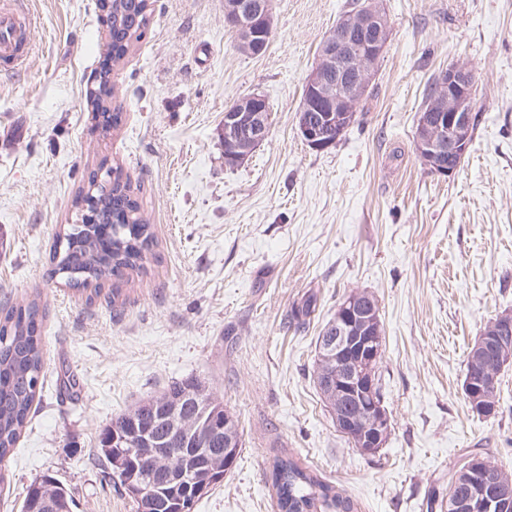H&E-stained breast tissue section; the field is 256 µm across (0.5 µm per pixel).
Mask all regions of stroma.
Instances as JSON below:
<instances>
[{
  "instance_id": "obj_1",
  "label": "stroma",
  "mask_w": 512,
  "mask_h": 512,
  "mask_svg": "<svg viewBox=\"0 0 512 512\" xmlns=\"http://www.w3.org/2000/svg\"><path fill=\"white\" fill-rule=\"evenodd\" d=\"M391 39L358 120L337 146L308 147L296 111L318 48L348 0H272L273 36L246 56L224 0H153L149 25L111 67L123 122L96 128L86 103L105 58L97 0H27L37 51L0 66V301L38 298L44 380L31 421L0 462V512H22L51 475L76 512H135L98 451L114 415L193 377L239 420L242 447L195 512H277L270 459L284 452L332 481L358 512H427L468 453L512 472V366L500 412L464 392L485 324L512 312V0H380ZM452 64L475 74L472 145L451 176L414 150L425 89ZM263 94L267 140L224 166V109ZM122 165L154 228L146 273L114 304L47 276L62 225L100 162ZM372 292L392 429L361 454L313 383L316 338L337 304ZM317 294L309 328L290 321ZM78 378V397L60 390Z\"/></svg>"
}]
</instances>
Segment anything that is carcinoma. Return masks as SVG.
I'll use <instances>...</instances> for the list:
<instances>
[{
	"mask_svg": "<svg viewBox=\"0 0 512 512\" xmlns=\"http://www.w3.org/2000/svg\"><path fill=\"white\" fill-rule=\"evenodd\" d=\"M151 14L148 0H112V11L107 19L112 26V62L118 64L127 54L132 43L139 41L145 32ZM113 87L106 77L94 92L86 93L88 106L98 124L106 128L120 125L121 114L111 109ZM107 168L110 178L97 180L93 172L88 186L81 189L75 206L81 216L92 214L98 222L67 224L57 235L50 259L49 274L78 290H91L100 294L104 282L117 286L132 273L146 272V263L154 256L155 236L152 225L143 216L140 205L130 194V185L123 177L119 164ZM317 308V296L311 294L295 305L291 319L297 327L311 320ZM44 315L37 300L13 303L5 300L0 305V462L11 456L22 432L29 422V414L39 392L44 368ZM465 373H483L488 378L497 375L489 362L480 363L466 359ZM200 382L195 378L177 380L157 395L140 401L112 418L100 436V450L111 461L112 437L128 434L134 425L147 424L157 439L167 436L168 430L161 419L166 408L179 406L184 414H197L193 398ZM213 407L208 413L211 427L221 434L214 447L224 452V400L210 393ZM466 465H461L448 485V500L463 502L468 489L461 484ZM224 479V463L214 470L206 469L201 482L205 495ZM269 479L275 492L278 512H354V501L336 486L301 465L292 456L277 454L273 457ZM190 482L181 481L175 486L161 489L156 495L163 512H193L200 495L187 490ZM53 490L60 507L73 505L71 493L50 477L33 483L26 494L23 512H37L47 490Z\"/></svg>",
	"mask_w": 512,
	"mask_h": 512,
	"instance_id": "1",
	"label": "carcinoma"
}]
</instances>
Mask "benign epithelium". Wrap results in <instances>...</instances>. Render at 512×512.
Instances as JSON below:
<instances>
[{
	"label": "benign epithelium",
	"mask_w": 512,
	"mask_h": 512,
	"mask_svg": "<svg viewBox=\"0 0 512 512\" xmlns=\"http://www.w3.org/2000/svg\"><path fill=\"white\" fill-rule=\"evenodd\" d=\"M224 25L246 42L254 55L265 52L273 31L271 0H225ZM389 43L386 18L381 7L369 0L357 8L326 36L316 65L308 74L297 117L299 136L310 148L324 151L333 144L331 131L353 112L367 93L373 78L371 62L383 56ZM474 81L463 65H452L440 76L441 99L435 114L421 119L422 134L417 139L418 153L440 157L446 153L462 162L471 141L467 133L471 122ZM270 116L265 97L254 92L236 100L224 111V166L236 168L249 153L268 137ZM373 312L355 296L337 307L332 330L321 340V356L336 363V374L321 380L325 391L336 402L353 404L359 417H336L337 429L349 436L361 453L374 455L383 448L391 431L388 413L375 394L373 371L379 364L381 348L371 333ZM494 337L478 338L473 352L492 359L502 369L512 363V312L500 314L493 326ZM487 380L469 375L464 392L473 410L484 417L494 414L497 405L488 393ZM200 409L195 423L189 424L178 407L166 414L169 433L165 442L191 443L182 449L180 468L159 469L156 463L169 457L171 449L146 433L130 435L122 442L134 446L138 460L146 464L136 496L156 508V489L171 480H186L198 469V462L214 457L216 432L205 423L210 410L204 391L196 394ZM469 497L463 506L471 512H512V499L486 462L477 457L468 467Z\"/></svg>",
	"instance_id": "7a95c632"
}]
</instances>
